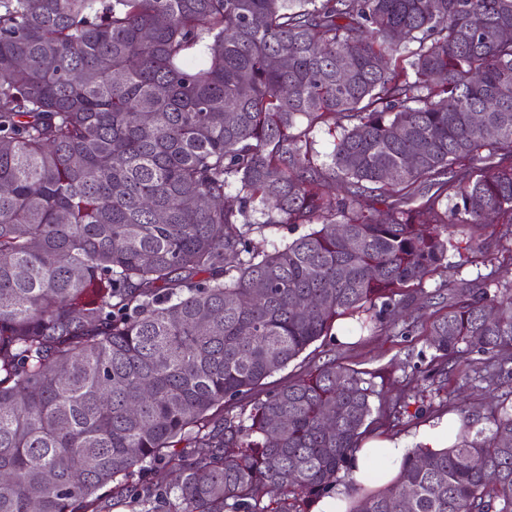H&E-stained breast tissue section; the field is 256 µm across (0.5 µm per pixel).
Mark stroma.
I'll use <instances>...</instances> for the list:
<instances>
[{
    "mask_svg": "<svg viewBox=\"0 0 512 512\" xmlns=\"http://www.w3.org/2000/svg\"><path fill=\"white\" fill-rule=\"evenodd\" d=\"M440 283L437 276L428 281L425 292L432 301L428 307L415 309L416 322L409 332L397 328L363 332L354 320L339 321L336 331L343 334V341L326 339L312 344L287 368L269 376L264 391L275 390L310 366L333 359L373 372L372 403L377 412L371 430L381 436L410 437L423 424L458 408L475 417H485L486 384L479 380L464 382L467 366L457 365L438 392L423 379V372L435 355L425 336L426 324L432 315L444 312L448 306L446 300L435 295ZM397 405L404 407L405 413L396 420L389 413Z\"/></svg>",
    "mask_w": 512,
    "mask_h": 512,
    "instance_id": "35a3bbf8",
    "label": "stroma"
}]
</instances>
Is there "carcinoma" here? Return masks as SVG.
I'll list each match as a JSON object with an SVG mask.
<instances>
[{
	"label": "carcinoma",
	"mask_w": 512,
	"mask_h": 512,
	"mask_svg": "<svg viewBox=\"0 0 512 512\" xmlns=\"http://www.w3.org/2000/svg\"><path fill=\"white\" fill-rule=\"evenodd\" d=\"M2 186L0 512H309L342 475L347 512H512V390L370 491L366 371L229 413L512 236V0H0ZM274 224L308 230L251 246ZM440 287L424 380L512 381V281ZM334 132H329L327 128H317L311 135L313 139L312 154L314 159L319 163H326L329 161V154L333 151L334 141L336 140Z\"/></svg>",
	"instance_id": "carcinoma-1"
}]
</instances>
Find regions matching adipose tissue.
I'll list each match as a JSON object with an SVG mask.
<instances>
[{"mask_svg": "<svg viewBox=\"0 0 512 512\" xmlns=\"http://www.w3.org/2000/svg\"><path fill=\"white\" fill-rule=\"evenodd\" d=\"M456 420L444 418L421 427L411 438L367 436L356 455L354 479L365 486L387 484L406 455L418 448L439 450L450 445Z\"/></svg>", "mask_w": 512, "mask_h": 512, "instance_id": "1", "label": "adipose tissue"}]
</instances>
